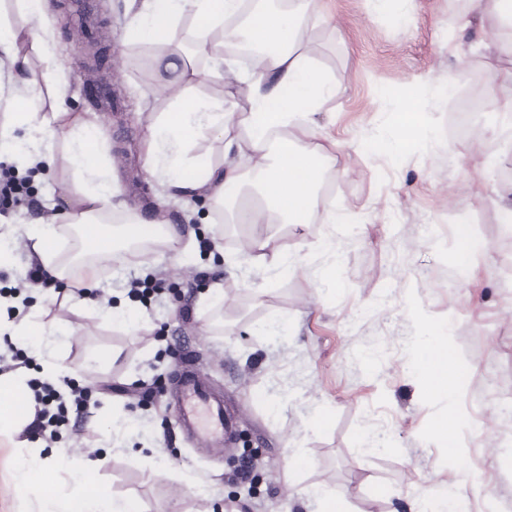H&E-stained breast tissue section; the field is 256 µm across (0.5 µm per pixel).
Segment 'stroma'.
<instances>
[{"instance_id":"1","label":"stroma","mask_w":512,"mask_h":512,"mask_svg":"<svg viewBox=\"0 0 512 512\" xmlns=\"http://www.w3.org/2000/svg\"><path fill=\"white\" fill-rule=\"evenodd\" d=\"M55 42L68 75L65 106L94 121L106 139L128 210L151 216L163 207L182 238H211L217 216L203 196L163 201L142 167L140 144L176 89L154 66L147 44L132 37L125 0H97L99 33L88 37L68 0H54ZM468 0H413L405 16L379 13L369 0H327L308 24L310 58L335 84L312 116L316 143L342 147L317 212L307 224L269 226L271 249L288 272L253 267L251 228L227 225L218 248L192 253L153 251L106 268L98 299L143 315L134 329L100 313L29 288L21 316L44 311L45 322L74 329L57 351L69 379L90 386L94 406L79 429L65 426L48 447L53 462L93 460L92 480L130 498L143 512H323L325 498L344 512H432L431 497L448 491L464 512H512V112L498 111L512 85L492 78L512 69V52L487 54L474 28H455ZM483 68L481 94L497 122L479 139L448 137V85L470 66ZM112 86V107L87 96ZM410 87L436 138L401 154L380 149L391 129L384 97ZM76 184L61 165L43 168L34 184L40 210L26 204L0 209L5 224H59ZM341 212L345 223L328 218ZM431 224H465L480 246L473 263L455 265L462 245L432 238ZM155 273L167 284L151 308L128 295L132 277ZM222 297L199 310L213 283ZM190 319H182L181 308ZM448 324L466 381L456 399L465 425L456 439L458 462L427 438L448 409L427 398L410 350L422 319ZM199 350L196 369L224 395L227 414L251 448L253 468L234 479L230 452L211 454L183 437L167 391L184 349ZM102 363L96 381L85 370L88 350ZM160 388L140 402L138 385ZM133 426L131 449L103 442L114 416ZM15 448L0 440V512H26L29 500L12 479Z\"/></svg>"}]
</instances>
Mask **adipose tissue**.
<instances>
[{"label":"adipose tissue","instance_id":"adipose-tissue-1","mask_svg":"<svg viewBox=\"0 0 512 512\" xmlns=\"http://www.w3.org/2000/svg\"><path fill=\"white\" fill-rule=\"evenodd\" d=\"M136 20L135 40L157 45L158 63L173 68L180 94L170 109L158 113L143 150V168L159 189L171 196L204 195L213 210H220L230 224H307L317 210L324 176L333 159L330 148L309 141L308 122L334 88L310 63L303 42L305 21L323 15L324 0H291L288 11L264 9L242 29L225 27L227 19L241 12L242 0H126ZM469 15L460 17V28L479 25L490 51L512 52L500 32L512 25V0H470ZM26 19L17 26L0 18V54L8 64L10 79L19 85V105L10 107L0 126V153L20 154L23 162L42 161L65 165L79 179L76 193L66 201L70 225L79 233L73 255L59 254L60 227L46 224L30 232L32 251L51 277L70 288L73 303L88 302V291L97 287L104 261H119L122 244L140 218L119 213L115 204L122 188L104 156L101 133L81 113L55 107L45 110L44 95L62 98L68 82L56 59L49 0H17ZM190 20L197 54L210 59L216 74L245 83L249 118L237 115L238 106L221 99L192 95L198 72L188 57L178 56L171 31L181 20ZM222 39H215V32ZM260 48L249 67L229 62L224 52L238 40ZM36 51L45 65L38 80L27 76L28 53ZM397 133L381 138V149L400 154L416 141H428L434 131L419 104L410 98L394 101ZM215 133L224 142L221 163L190 156L204 133ZM114 215L109 242H102L100 224ZM439 324L429 322L413 348L412 363L427 394L455 402L463 388L458 369L460 357L447 339L438 335ZM26 377L16 374L0 379V437L17 448L29 449L16 468L17 488H27L40 469V458L31 452L25 428L30 413H18L15 401H26ZM89 460L69 463L65 471L70 494L38 497L29 512H133L132 502L92 484Z\"/></svg>","mask_w":512,"mask_h":512}]
</instances>
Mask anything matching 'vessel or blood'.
I'll return each mask as SVG.
<instances>
[{
	"instance_id": "b4317fda",
	"label": "vessel or blood",
	"mask_w": 512,
	"mask_h": 512,
	"mask_svg": "<svg viewBox=\"0 0 512 512\" xmlns=\"http://www.w3.org/2000/svg\"><path fill=\"white\" fill-rule=\"evenodd\" d=\"M194 351L182 353L180 370L174 383L176 424L201 447L223 451L234 429L224 412L223 395L211 389L209 383L194 370Z\"/></svg>"
}]
</instances>
